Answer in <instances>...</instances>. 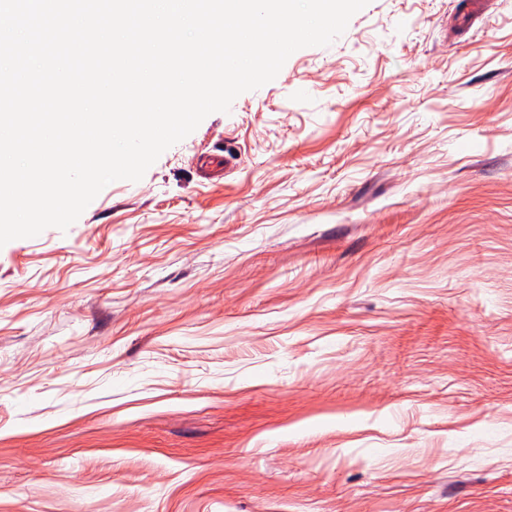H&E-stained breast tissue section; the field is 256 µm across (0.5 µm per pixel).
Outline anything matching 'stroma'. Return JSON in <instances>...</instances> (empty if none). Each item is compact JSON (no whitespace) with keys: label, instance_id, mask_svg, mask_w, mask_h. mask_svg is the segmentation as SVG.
I'll list each match as a JSON object with an SVG mask.
<instances>
[{"label":"stroma","instance_id":"stroma-1","mask_svg":"<svg viewBox=\"0 0 512 512\" xmlns=\"http://www.w3.org/2000/svg\"><path fill=\"white\" fill-rule=\"evenodd\" d=\"M467 3L370 0L0 247V512H512V0Z\"/></svg>","mask_w":512,"mask_h":512}]
</instances>
